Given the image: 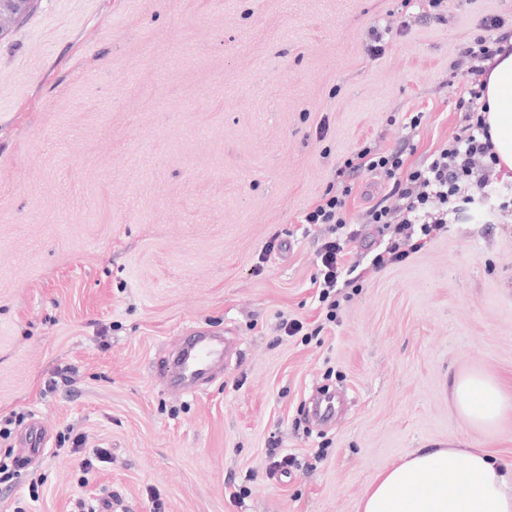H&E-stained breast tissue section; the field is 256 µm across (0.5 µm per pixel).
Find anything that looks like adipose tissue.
I'll return each instance as SVG.
<instances>
[{
    "mask_svg": "<svg viewBox=\"0 0 512 512\" xmlns=\"http://www.w3.org/2000/svg\"><path fill=\"white\" fill-rule=\"evenodd\" d=\"M489 67L485 120L496 169L512 179V53ZM451 393L466 426L494 430L512 418V388L480 371L454 379ZM358 512H512V466L484 448H415L371 481Z\"/></svg>",
    "mask_w": 512,
    "mask_h": 512,
    "instance_id": "1",
    "label": "adipose tissue"
}]
</instances>
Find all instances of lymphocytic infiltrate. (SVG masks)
I'll list each match as a JSON object with an SVG mask.
<instances>
[{
    "label": "lymphocytic infiltrate",
    "mask_w": 512,
    "mask_h": 512,
    "mask_svg": "<svg viewBox=\"0 0 512 512\" xmlns=\"http://www.w3.org/2000/svg\"><path fill=\"white\" fill-rule=\"evenodd\" d=\"M503 26L501 19H485L482 34L476 35L461 54L468 79L459 105L471 112L473 119L446 146L409 170L404 167L400 150L376 152L365 147L345 160V169L380 172L390 185L383 199L367 209L363 217L364 223L379 224L391 232L384 250L373 256V268L379 270L406 260L424 242L446 231L449 206L472 203L477 191L493 183L497 158L484 119L488 110L484 75L486 62L507 52L508 36ZM351 191V186L343 184L327 189L320 203L302 216L303 223L328 227L329 237L321 247L320 266L312 280L324 301L343 273L346 245L358 237L357 231L347 228L346 205Z\"/></svg>",
    "instance_id": "f902f5d3"
}]
</instances>
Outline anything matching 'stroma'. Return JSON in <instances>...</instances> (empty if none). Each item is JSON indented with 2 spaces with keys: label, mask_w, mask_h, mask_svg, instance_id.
<instances>
[{
  "label": "stroma",
  "mask_w": 512,
  "mask_h": 512,
  "mask_svg": "<svg viewBox=\"0 0 512 512\" xmlns=\"http://www.w3.org/2000/svg\"><path fill=\"white\" fill-rule=\"evenodd\" d=\"M400 10L36 0L0 37V418L51 432L0 512H71L81 493L153 512L154 492L165 512H357L414 448L512 462V421L464 427L450 392L473 370L512 379V217H487L489 196L376 270L390 234L362 216L389 186L357 172L355 281L333 314L311 285L323 232L303 212L361 147L412 141L417 166L443 146L465 118L455 61L483 19L512 27V0H447L372 55L369 27ZM276 234L288 246L267 253ZM198 328L231 348L188 396L154 367ZM70 364L78 382L45 392ZM70 430L112 452L83 488L58 451ZM274 440L299 461L287 474L269 470Z\"/></svg>",
  "instance_id": "obj_1"
}]
</instances>
